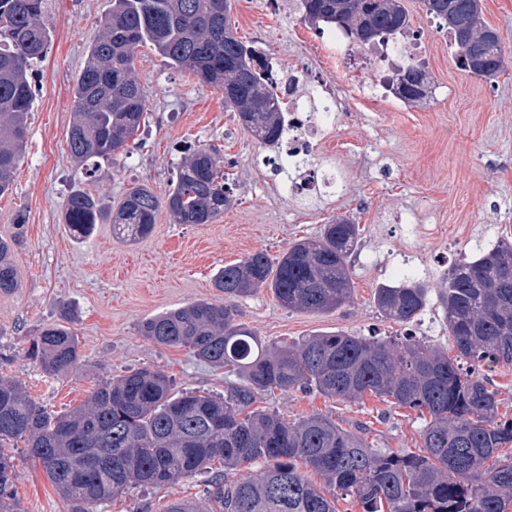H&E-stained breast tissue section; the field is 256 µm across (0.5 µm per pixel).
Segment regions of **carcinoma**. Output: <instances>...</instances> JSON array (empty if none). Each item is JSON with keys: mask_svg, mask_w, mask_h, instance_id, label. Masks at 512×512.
Segmentation results:
<instances>
[{"mask_svg": "<svg viewBox=\"0 0 512 512\" xmlns=\"http://www.w3.org/2000/svg\"><path fill=\"white\" fill-rule=\"evenodd\" d=\"M48 0H0V196L11 189L35 97L32 75L52 36ZM448 30L457 61L477 58L485 77L505 63L499 33L482 18L480 0H423ZM303 22L328 24L352 44L406 37L402 0H297ZM230 0H112L73 90L71 156L84 165L122 152L139 130L147 101L137 81V48L150 44L178 69L224 92V105L265 146L287 138L284 97L267 67L234 34ZM395 97L409 105L431 97L428 72L413 60L394 76ZM223 158L211 147L188 150L176 185L161 201L147 185L128 190L109 213L127 240L149 236L161 208L176 224H210L232 205ZM62 221L77 238L103 216L89 192L70 193ZM360 229L348 217L298 239L271 259L257 251L224 266L214 280L224 301L197 302L147 320L141 334L165 347H189L242 382L224 396L174 392L163 372L141 368L99 381L79 406L50 413L22 385L0 376V443L26 442L69 512H92L127 489L201 478L208 509L176 500L165 512H336L352 498L362 512H512V416L490 375L512 367V238L488 252L466 253L431 285L404 279L375 287L380 315L408 324L435 292L455 354L412 335L379 340L336 331L269 347L235 320L233 301L262 288L293 311L322 313L351 302V258ZM19 287L11 246L0 240V293ZM26 356L50 376L73 372L81 355L69 328L48 324ZM311 392L356 402L370 393L418 412L421 448L395 452L312 413L294 422L257 406L272 390ZM261 463L255 478H232ZM319 477L317 483L312 476ZM14 457L0 449V512H22L14 497Z\"/></svg>", "mask_w": 512, "mask_h": 512, "instance_id": "1", "label": "carcinoma"}]
</instances>
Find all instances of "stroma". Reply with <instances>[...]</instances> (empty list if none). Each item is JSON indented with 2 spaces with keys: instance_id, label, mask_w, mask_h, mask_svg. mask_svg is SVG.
<instances>
[{
  "instance_id": "35a3bbf8",
  "label": "stroma",
  "mask_w": 512,
  "mask_h": 512,
  "mask_svg": "<svg viewBox=\"0 0 512 512\" xmlns=\"http://www.w3.org/2000/svg\"><path fill=\"white\" fill-rule=\"evenodd\" d=\"M485 22L502 37L505 67L496 77L461 70L447 29L429 17L421 0H404L409 38L429 46L425 65L432 96L408 105L392 96L371 98L378 72L357 54L335 59L326 46L329 27L305 25L276 0H231L238 38L259 48L281 74L309 72L328 88L342 86L346 105L332 129L315 142L308 164L333 184L320 192L285 187L261 145L224 106L220 89L168 65L153 49L137 50L136 76L148 114L127 152L98 162L87 175L73 161L67 139L73 121L72 89L111 0H49L45 22L53 33L46 59L34 71L36 96L23 157L10 194L0 197V239L13 243L19 274L15 292L0 294V375L20 381L47 410L79 404L98 380L149 366L166 373L176 391L223 394L235 375L200 360L186 347H163L142 336L144 321L193 303H217L213 277L224 265L263 251L279 256L289 243L320 235L334 217L353 218L362 239L351 258V303L327 313L291 311L262 289L236 299L237 319L269 345L344 331L355 336L416 335L449 347L437 302L411 325L385 320L373 302L375 287L406 274L436 283L444 272L438 254L490 249L512 235V0H481ZM215 146L224 159L233 204L210 224H176L160 211L145 239L117 237L109 219L75 239L61 208L77 189L103 209L127 190L148 184L166 198L188 149ZM24 212L23 230L14 216ZM77 336L81 365L65 377L46 376L29 359L27 342L47 323ZM263 408L293 421L319 412L342 428L366 426L380 448L418 451L421 420L414 411L372 396L339 402L317 393L273 392ZM14 490L23 512H68L41 469L17 460ZM203 502L202 487L182 481L154 489L133 487L95 512H140L145 503Z\"/></svg>"
}]
</instances>
